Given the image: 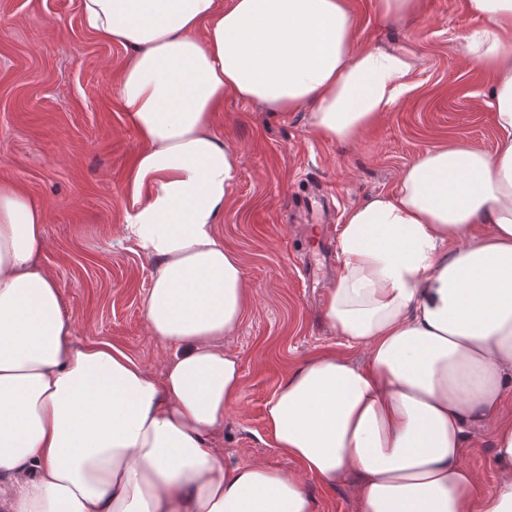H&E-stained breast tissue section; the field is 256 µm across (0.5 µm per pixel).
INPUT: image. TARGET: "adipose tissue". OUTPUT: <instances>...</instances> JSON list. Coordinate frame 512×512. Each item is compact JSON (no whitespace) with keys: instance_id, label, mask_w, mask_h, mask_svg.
Listing matches in <instances>:
<instances>
[{"instance_id":"ef3b65f1","label":"adipose tissue","mask_w":512,"mask_h":512,"mask_svg":"<svg viewBox=\"0 0 512 512\" xmlns=\"http://www.w3.org/2000/svg\"><path fill=\"white\" fill-rule=\"evenodd\" d=\"M467 8L496 148L429 150L347 211L323 308L363 358L307 360L274 390L266 426L301 465L285 473L213 446L243 392L225 341L247 301L217 231L239 153L214 114L230 93L350 143L406 90L412 57L360 46L344 0H82L85 27L128 52L117 91L142 146L125 237L157 265L142 305L173 352L157 376L77 344L41 261L47 210L1 184L0 512H314L311 478L351 480L359 512H512V0ZM474 427L502 468L480 498Z\"/></svg>"}]
</instances>
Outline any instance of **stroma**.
I'll return each mask as SVG.
<instances>
[{
  "label": "stroma",
  "mask_w": 512,
  "mask_h": 512,
  "mask_svg": "<svg viewBox=\"0 0 512 512\" xmlns=\"http://www.w3.org/2000/svg\"><path fill=\"white\" fill-rule=\"evenodd\" d=\"M364 46L406 48L409 90L351 145L314 132L308 114L269 112L225 96L214 124L239 151V169L218 232L241 259L248 297L227 347L242 362L243 393L213 445L225 464L298 463L273 446L265 403L304 361L322 353L360 359L327 324L325 289L334 268L323 248L291 230L342 223L353 206L393 192L404 169L444 145L493 151L497 139L489 73L463 49L466 0H419L402 24L383 20L378 0H346ZM121 45L87 30L82 0H0V183L48 209L43 263L51 269L79 343L106 342L158 371L168 346L147 334L142 299L155 263L124 240L125 194L141 145L113 90ZM481 475L477 496L501 476L491 437L465 452ZM315 512H358L350 481L309 480Z\"/></svg>",
  "instance_id": "obj_1"
}]
</instances>
